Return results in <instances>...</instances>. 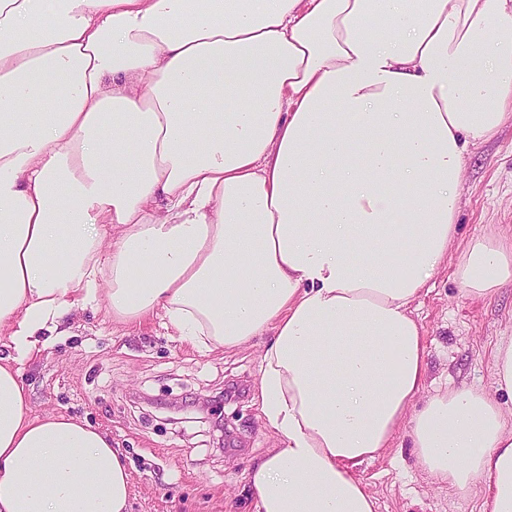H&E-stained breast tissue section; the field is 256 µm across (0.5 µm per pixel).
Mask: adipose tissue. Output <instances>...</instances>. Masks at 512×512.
Masks as SVG:
<instances>
[{"label":"adipose tissue","instance_id":"adipose-tissue-1","mask_svg":"<svg viewBox=\"0 0 512 512\" xmlns=\"http://www.w3.org/2000/svg\"><path fill=\"white\" fill-rule=\"evenodd\" d=\"M509 120L512 0H0V512H129L108 433L33 413L20 367L103 300L268 336L255 512H374L354 471L403 430L512 512V338L493 392L423 401L411 310L452 253L474 296L512 280V239L455 247L467 148Z\"/></svg>","mask_w":512,"mask_h":512}]
</instances>
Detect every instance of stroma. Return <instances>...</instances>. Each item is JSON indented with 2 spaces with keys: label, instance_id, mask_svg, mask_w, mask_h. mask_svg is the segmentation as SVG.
Listing matches in <instances>:
<instances>
[{
  "label": "stroma",
  "instance_id": "1",
  "mask_svg": "<svg viewBox=\"0 0 512 512\" xmlns=\"http://www.w3.org/2000/svg\"><path fill=\"white\" fill-rule=\"evenodd\" d=\"M457 214L461 246L493 232L512 237V124L470 147ZM455 260L412 305L426 346L425 396L467 382L493 388L496 345L512 336V283L469 295ZM70 336L24 364L32 410L87 420L112 437L131 474L132 512H253L246 480L279 444L257 398L264 339L199 349L162 317L116 323L106 306L77 312ZM376 512H481L418 464L407 435L357 467Z\"/></svg>",
  "mask_w": 512,
  "mask_h": 512
}]
</instances>
